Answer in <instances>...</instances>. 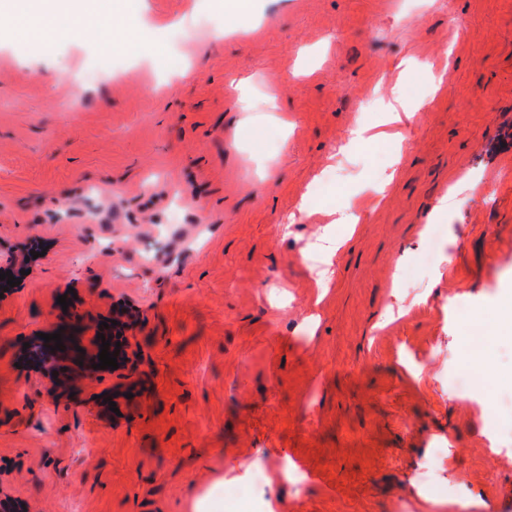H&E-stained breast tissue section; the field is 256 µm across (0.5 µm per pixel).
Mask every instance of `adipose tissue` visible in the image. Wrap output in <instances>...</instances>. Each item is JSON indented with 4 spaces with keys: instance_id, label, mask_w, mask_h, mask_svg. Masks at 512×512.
Returning a JSON list of instances; mask_svg holds the SVG:
<instances>
[{
    "instance_id": "obj_1",
    "label": "adipose tissue",
    "mask_w": 512,
    "mask_h": 512,
    "mask_svg": "<svg viewBox=\"0 0 512 512\" xmlns=\"http://www.w3.org/2000/svg\"><path fill=\"white\" fill-rule=\"evenodd\" d=\"M147 11V0H137L133 7L126 0H0V14L14 18L13 35L18 42L45 46L63 37L74 39L105 18L109 31L104 50L134 48L157 58L161 33L144 27Z\"/></svg>"
}]
</instances>
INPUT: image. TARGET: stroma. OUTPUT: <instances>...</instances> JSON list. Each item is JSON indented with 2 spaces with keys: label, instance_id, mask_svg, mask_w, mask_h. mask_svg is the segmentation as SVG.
<instances>
[{
  "label": "stroma",
  "instance_id": "stroma-1",
  "mask_svg": "<svg viewBox=\"0 0 512 512\" xmlns=\"http://www.w3.org/2000/svg\"><path fill=\"white\" fill-rule=\"evenodd\" d=\"M148 2L151 25L186 19L161 64L94 29L19 44L0 18V272L20 279L0 287V501L512 512V339L483 388L453 384L512 285V0H253L244 23ZM399 79L420 106L402 148L336 154ZM349 195L364 218L320 299L302 251ZM117 317L128 379L83 367Z\"/></svg>",
  "mask_w": 512,
  "mask_h": 512
}]
</instances>
